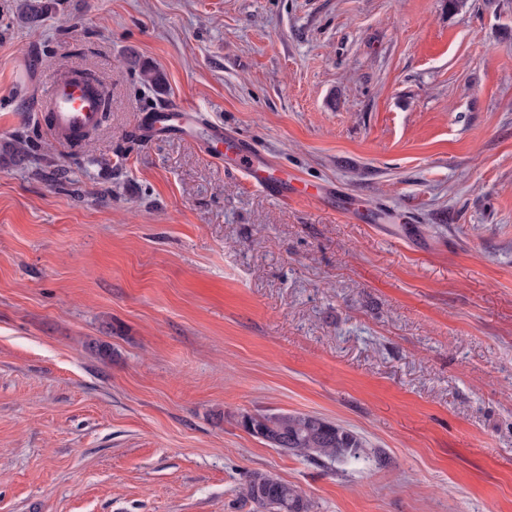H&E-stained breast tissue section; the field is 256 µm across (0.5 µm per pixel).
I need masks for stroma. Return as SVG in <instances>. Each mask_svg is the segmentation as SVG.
Masks as SVG:
<instances>
[{
    "instance_id": "35a3bbf8",
    "label": "stroma",
    "mask_w": 512,
    "mask_h": 512,
    "mask_svg": "<svg viewBox=\"0 0 512 512\" xmlns=\"http://www.w3.org/2000/svg\"><path fill=\"white\" fill-rule=\"evenodd\" d=\"M22 2L0 0V152L34 143L0 159V512H252L253 470L313 512H512V0H63L35 27ZM73 70L111 108L65 150L39 99ZM171 101L335 205L134 140ZM259 410L366 452L312 464L240 426ZM133 68H138L142 83L154 91H162L167 85V76L164 71L155 66L140 62L136 56H130Z\"/></svg>"
}]
</instances>
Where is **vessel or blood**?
I'll return each instance as SVG.
<instances>
[{
	"mask_svg": "<svg viewBox=\"0 0 512 512\" xmlns=\"http://www.w3.org/2000/svg\"><path fill=\"white\" fill-rule=\"evenodd\" d=\"M41 108L49 118L50 133L66 144L97 125L98 91L83 75L71 73L44 91ZM139 122L144 133L151 137L181 135L198 139L208 156L220 152L221 148H230L236 160L235 169L247 186L284 204L298 198L292 180L272 175V162L250 140L221 124L204 122L197 109L168 103L142 114Z\"/></svg>",
	"mask_w": 512,
	"mask_h": 512,
	"instance_id": "vessel-or-blood-1",
	"label": "vessel or blood"
}]
</instances>
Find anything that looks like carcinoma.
Wrapping results in <instances>:
<instances>
[{"label": "carcinoma", "mask_w": 512, "mask_h": 512, "mask_svg": "<svg viewBox=\"0 0 512 512\" xmlns=\"http://www.w3.org/2000/svg\"><path fill=\"white\" fill-rule=\"evenodd\" d=\"M58 0H25L22 19L37 26L56 9ZM132 67L139 70L142 83L161 91L167 85L164 71L130 57ZM242 426L271 448H278L304 458L313 464L356 461L365 454L366 441L339 423L308 413H244ZM238 493L258 512H312L311 501L293 486L263 471L246 473Z\"/></svg>", "instance_id": "obj_1"}]
</instances>
